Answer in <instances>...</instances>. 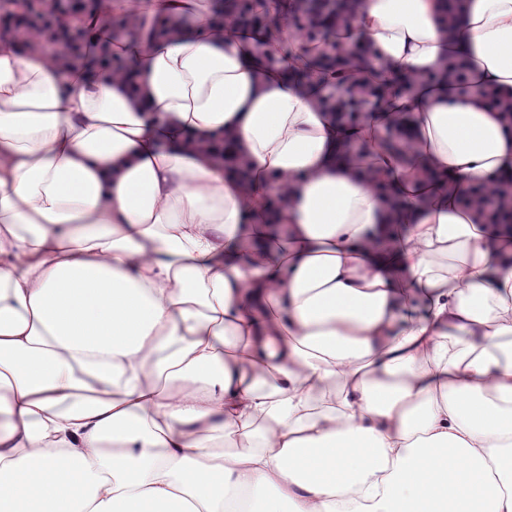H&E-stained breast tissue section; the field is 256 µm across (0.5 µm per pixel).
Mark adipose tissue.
I'll return each instance as SVG.
<instances>
[{
    "instance_id": "obj_1",
    "label": "adipose tissue",
    "mask_w": 512,
    "mask_h": 512,
    "mask_svg": "<svg viewBox=\"0 0 512 512\" xmlns=\"http://www.w3.org/2000/svg\"><path fill=\"white\" fill-rule=\"evenodd\" d=\"M216 10L87 22L116 73L0 41V512H512V228L463 204L512 0ZM336 44L391 83L354 123L293 76ZM280 9L271 12L263 0H224V13L234 14L245 24L262 25L277 30L280 12L287 14L301 27L309 28L315 37L345 20L359 0H280Z\"/></svg>"
}]
</instances>
